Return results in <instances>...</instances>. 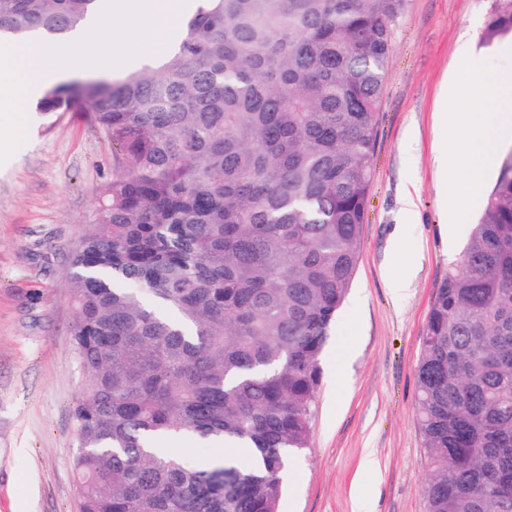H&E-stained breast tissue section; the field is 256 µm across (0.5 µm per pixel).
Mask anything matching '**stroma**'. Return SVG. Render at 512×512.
I'll list each match as a JSON object with an SVG mask.
<instances>
[{
    "label": "stroma",
    "mask_w": 512,
    "mask_h": 512,
    "mask_svg": "<svg viewBox=\"0 0 512 512\" xmlns=\"http://www.w3.org/2000/svg\"><path fill=\"white\" fill-rule=\"evenodd\" d=\"M512 0H405L376 117L359 265L321 356L309 448L295 455L281 512H426L430 472L417 423V367L436 290L482 210L448 224L445 194L468 176L441 175L436 147L462 151L450 127L484 111L476 81L512 69L485 31ZM468 54H461L462 43ZM451 77L467 95L435 117ZM27 140L0 164V512H75L72 410L85 378L73 344L70 253L112 175V151L81 112L23 111ZM416 190V217L401 199ZM408 283L394 294L389 277ZM372 455L375 468L362 466Z\"/></svg>",
    "instance_id": "1"
}]
</instances>
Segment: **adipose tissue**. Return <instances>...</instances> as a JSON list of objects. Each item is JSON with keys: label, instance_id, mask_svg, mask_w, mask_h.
<instances>
[{"label": "adipose tissue", "instance_id": "adipose-tissue-1", "mask_svg": "<svg viewBox=\"0 0 512 512\" xmlns=\"http://www.w3.org/2000/svg\"><path fill=\"white\" fill-rule=\"evenodd\" d=\"M476 91L487 102L488 109L463 113L458 121L457 128L468 142L466 153L459 156L445 148L433 157L439 173L460 167L469 175L468 194L461 199L451 198L446 209L447 219L451 222L467 208L475 206L495 152L507 139H512V71L479 82Z\"/></svg>", "mask_w": 512, "mask_h": 512}]
</instances>
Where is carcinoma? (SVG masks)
<instances>
[{"label":"carcinoma","instance_id":"1","mask_svg":"<svg viewBox=\"0 0 512 512\" xmlns=\"http://www.w3.org/2000/svg\"><path fill=\"white\" fill-rule=\"evenodd\" d=\"M176 51L89 112L112 178L70 255L78 512H279L354 280L405 0H196ZM97 0H0V39H61ZM512 31V10L486 36ZM426 512H512V154L448 269L417 370ZM177 434L223 454L199 467Z\"/></svg>","mask_w":512,"mask_h":512}]
</instances>
